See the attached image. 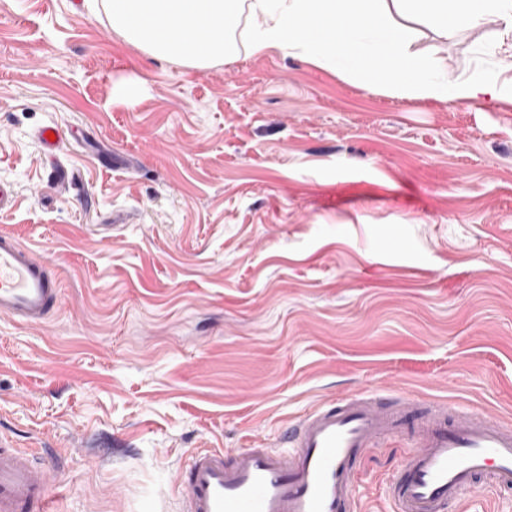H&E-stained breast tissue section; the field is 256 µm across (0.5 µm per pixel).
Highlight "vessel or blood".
Returning a JSON list of instances; mask_svg holds the SVG:
<instances>
[{
    "mask_svg": "<svg viewBox=\"0 0 512 512\" xmlns=\"http://www.w3.org/2000/svg\"><path fill=\"white\" fill-rule=\"evenodd\" d=\"M62 306L45 259L0 232V317L40 325ZM285 448H209L176 476L178 512H359L355 479L364 453L406 437L403 469L387 486L393 512H457L483 487L512 490V423L447 400L358 393L289 421ZM51 477L0 434V512H54Z\"/></svg>",
    "mask_w": 512,
    "mask_h": 512,
    "instance_id": "b4317fda",
    "label": "vessel or blood"
}]
</instances>
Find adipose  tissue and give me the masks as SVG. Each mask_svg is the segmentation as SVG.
<instances>
[{
  "instance_id": "adipose-tissue-1",
  "label": "adipose tissue",
  "mask_w": 512,
  "mask_h": 512,
  "mask_svg": "<svg viewBox=\"0 0 512 512\" xmlns=\"http://www.w3.org/2000/svg\"><path fill=\"white\" fill-rule=\"evenodd\" d=\"M110 26L155 57L203 69L237 52L243 15L251 52L277 48L341 71L367 90L451 102L512 101V80L478 71L454 80L415 51L423 30L443 36L494 18L512 35V0H102Z\"/></svg>"
}]
</instances>
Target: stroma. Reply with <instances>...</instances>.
<instances>
[{
	"label": "stroma",
	"mask_w": 512,
	"mask_h": 512,
	"mask_svg": "<svg viewBox=\"0 0 512 512\" xmlns=\"http://www.w3.org/2000/svg\"><path fill=\"white\" fill-rule=\"evenodd\" d=\"M499 31L415 48L511 79ZM0 187V230L62 274L47 323L0 318V432L54 450L56 512H176L195 449L363 389L512 422L511 102L397 98L278 49L197 70L91 0H0ZM407 451L365 453L361 512H392Z\"/></svg>",
	"instance_id": "obj_1"
}]
</instances>
